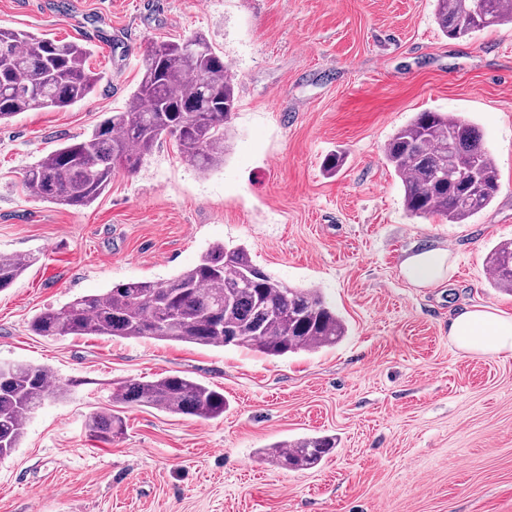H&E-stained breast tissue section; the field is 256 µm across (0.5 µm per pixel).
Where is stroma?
<instances>
[{"label": "stroma", "mask_w": 512, "mask_h": 512, "mask_svg": "<svg viewBox=\"0 0 512 512\" xmlns=\"http://www.w3.org/2000/svg\"><path fill=\"white\" fill-rule=\"evenodd\" d=\"M0 27L92 44L95 91L0 124V253L35 262L0 291V364L70 384L0 462V512H512V355L448 339L464 305L512 314L486 260L512 241V25L451 39L433 0H0ZM203 34L235 80L222 165L203 172L162 139L90 206L34 200L25 170L122 110L149 42ZM473 123L498 169L494 201L467 223L409 217L383 157L416 113ZM345 154L336 175L323 162ZM245 245L346 323L336 345L268 357L148 338L45 337L41 311L112 284L164 281L212 243ZM415 246L454 260L437 288L399 265ZM178 374L222 389L219 420L120 408L125 434L89 437L113 386ZM330 436L319 465L258 451Z\"/></svg>", "instance_id": "35a3bbf8"}]
</instances>
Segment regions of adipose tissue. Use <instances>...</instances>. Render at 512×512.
Returning a JSON list of instances; mask_svg holds the SVG:
<instances>
[{"mask_svg": "<svg viewBox=\"0 0 512 512\" xmlns=\"http://www.w3.org/2000/svg\"><path fill=\"white\" fill-rule=\"evenodd\" d=\"M453 268L448 250L422 247L405 256L400 272L413 286L431 288L449 280ZM448 339L467 353L512 354V315L489 307L466 308L449 319Z\"/></svg>", "mask_w": 512, "mask_h": 512, "instance_id": "adipose-tissue-1", "label": "adipose tissue"}]
</instances>
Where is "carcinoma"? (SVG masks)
Here are the masks:
<instances>
[{"mask_svg": "<svg viewBox=\"0 0 512 512\" xmlns=\"http://www.w3.org/2000/svg\"><path fill=\"white\" fill-rule=\"evenodd\" d=\"M435 20L449 38L512 22L507 0H435ZM90 50L45 34L0 28V122L40 108H67L99 81L87 65ZM40 89L38 103L32 92ZM237 108L235 81L224 58L201 34L147 47L141 78L124 110L90 136L42 157L24 175L26 191L45 202L83 208L98 199L119 171L134 173L156 143L168 137L181 159L207 171L224 162L228 128ZM384 158L400 179L411 218L463 224L487 208L500 190L496 164L470 122L444 112H420L387 140ZM28 255L0 254V291L31 265ZM490 284L512 292V242L489 254ZM38 336L151 338L207 347H244L267 356L336 345L343 320L314 288H291L256 265L247 247L216 243L192 268L163 282L118 283L98 294L47 309L30 322ZM45 366L15 362L0 381V461L19 447L26 420L45 400L63 398ZM112 402L214 420L224 416V393L181 375L127 379ZM90 436L122 434L110 409L87 419ZM327 436L275 444L271 454L293 469L318 465L335 447Z\"/></svg>", "mask_w": 512, "mask_h": 512, "instance_id": "cac0c4a2", "label": "carcinoma"}]
</instances>
